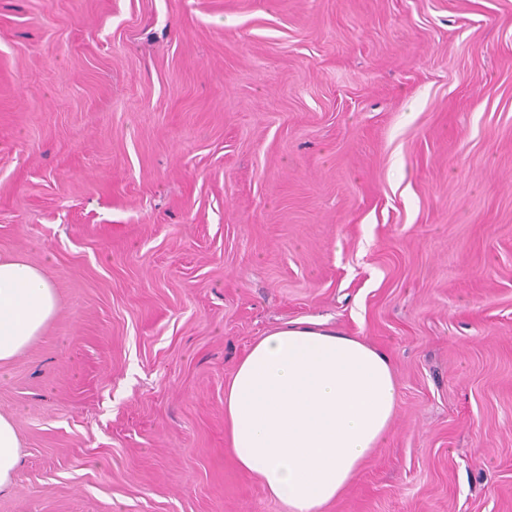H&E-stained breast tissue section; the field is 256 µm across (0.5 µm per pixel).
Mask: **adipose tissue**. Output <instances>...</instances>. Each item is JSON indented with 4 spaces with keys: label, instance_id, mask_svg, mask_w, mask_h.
<instances>
[{
    "label": "adipose tissue",
    "instance_id": "obj_1",
    "mask_svg": "<svg viewBox=\"0 0 512 512\" xmlns=\"http://www.w3.org/2000/svg\"><path fill=\"white\" fill-rule=\"evenodd\" d=\"M59 308L42 268L0 254V372ZM399 401L388 355L315 321L258 340L224 387V427L240 469L289 512H323L384 441ZM20 460L14 418L0 415V490Z\"/></svg>",
    "mask_w": 512,
    "mask_h": 512
}]
</instances>
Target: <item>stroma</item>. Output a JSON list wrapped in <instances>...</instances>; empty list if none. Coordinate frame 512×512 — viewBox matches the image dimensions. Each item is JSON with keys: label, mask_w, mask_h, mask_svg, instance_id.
Instances as JSON below:
<instances>
[{"label": "stroma", "mask_w": 512, "mask_h": 512, "mask_svg": "<svg viewBox=\"0 0 512 512\" xmlns=\"http://www.w3.org/2000/svg\"><path fill=\"white\" fill-rule=\"evenodd\" d=\"M0 253V512H288L224 385L302 319L399 384L324 512H512V0H0ZM59 308L42 268L0 254V374L40 336ZM20 439L15 419L0 415V491L12 483L20 460Z\"/></svg>", "instance_id": "1"}]
</instances>
